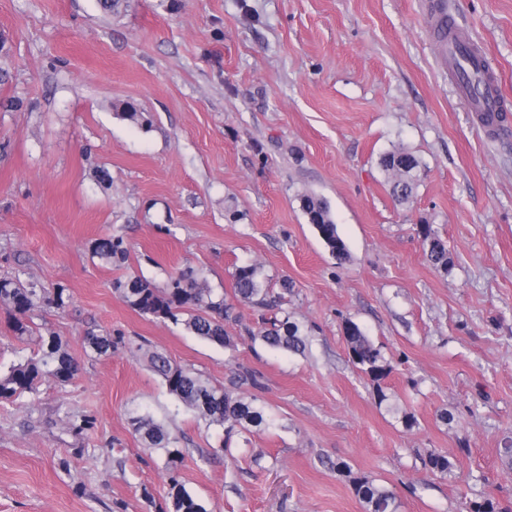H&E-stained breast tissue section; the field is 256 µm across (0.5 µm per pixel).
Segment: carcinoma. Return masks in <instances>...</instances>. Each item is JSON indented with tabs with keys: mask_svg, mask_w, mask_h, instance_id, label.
Returning <instances> with one entry per match:
<instances>
[{
	"mask_svg": "<svg viewBox=\"0 0 512 512\" xmlns=\"http://www.w3.org/2000/svg\"><path fill=\"white\" fill-rule=\"evenodd\" d=\"M467 61L472 76L484 92H494L490 68L476 47L467 50ZM382 168L393 177L391 195L399 204H408L416 187L414 172L419 162L414 155L395 149L385 153L381 159ZM305 213L329 248L337 263L348 258L345 243L339 237L337 226L327 204L312 197L304 201ZM423 255L435 268L448 266V243L429 224L421 226ZM93 256L112 262L126 260L128 249L121 237L112 235L98 238L92 247ZM234 295L249 303L255 309V326L245 327L246 335L253 342L260 341L273 350H284L303 354L309 347L308 330L290 320L284 305L288 304V282L281 285L282 292L273 295L264 285L259 266L244 263L235 268L232 275ZM112 288L136 309L155 318L180 321L185 314L186 328L194 335L215 342L229 351H234L226 324L239 323L234 315V306L224 294H217L207 284L205 277L194 272H182L170 277L165 288H155L147 280L132 278L112 282ZM8 307L10 327L18 338L29 336L37 347L35 356L12 364L0 372V401L14 403L27 394L36 391L38 383L51 378L60 385L70 383L81 370V363L64 347L61 337L52 333L34 336L30 330L31 315L43 306L62 309L66 306L64 289L52 292L34 282L24 283L20 279H0V303ZM344 335L351 362L362 373L378 383L386 378L389 366L381 347L374 344L364 329L352 321H345ZM87 346L96 355L112 350V336H89ZM144 356L150 366L163 379L168 393L174 396L182 407L193 412L209 425L227 426V433L236 428L248 431L252 428H269L273 420L267 418L265 410L257 404V398L246 399L231 391L211 384L202 375L187 367L177 366L158 351H146ZM134 431L144 440L147 448L161 452L166 459L170 476V498L174 512H208L206 506L194 497L176 475L178 463L184 449L178 447V439L170 434L165 425L148 413L132 418ZM424 466L431 472L446 475L452 464L448 456L433 450L424 458ZM351 483L367 512H397L398 502L393 489L378 484L367 475L351 478ZM467 512H508L493 498L474 500L467 505Z\"/></svg>",
	"mask_w": 512,
	"mask_h": 512,
	"instance_id": "1",
	"label": "carcinoma"
}]
</instances>
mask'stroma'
<instances>
[{"label":"stroma","instance_id":"35a3bbf8","mask_svg":"<svg viewBox=\"0 0 512 512\" xmlns=\"http://www.w3.org/2000/svg\"><path fill=\"white\" fill-rule=\"evenodd\" d=\"M126 2L107 16L96 0H0V278L63 289L67 310L30 325L82 364L69 385L0 402V512H169L137 411L179 437V479L211 512H364L336 460L395 488L399 512L512 504L499 456L512 440V0H446L496 74L495 127L442 63L431 0ZM395 148L420 162L404 206L380 166ZM311 195L345 264L308 221ZM421 224L447 239V268L425 261ZM106 235L123 238L125 261L93 256ZM241 263L270 288L292 283L307 356L236 326L229 355L112 290L193 269L229 296ZM348 319L380 346L381 384L350 362ZM106 333L125 346L87 351ZM132 342L257 397L273 427L229 435L176 411ZM433 449L447 475L424 468ZM304 208L309 223L315 226L337 263L345 262L348 258V251L338 235L337 226L327 204L320 199L308 197L304 201Z\"/></svg>","mask_w":512,"mask_h":512}]
</instances>
